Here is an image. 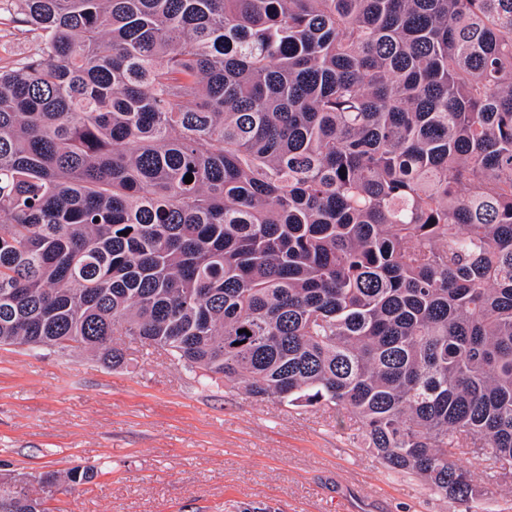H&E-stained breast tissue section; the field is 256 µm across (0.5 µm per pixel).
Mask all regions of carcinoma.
Returning a JSON list of instances; mask_svg holds the SVG:
<instances>
[{"label":"carcinoma","instance_id":"carcinoma-1","mask_svg":"<svg viewBox=\"0 0 512 512\" xmlns=\"http://www.w3.org/2000/svg\"><path fill=\"white\" fill-rule=\"evenodd\" d=\"M17 2L0 345L334 405L445 499L512 472V0Z\"/></svg>","mask_w":512,"mask_h":512}]
</instances>
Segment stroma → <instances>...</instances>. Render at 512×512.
<instances>
[{
	"instance_id": "1",
	"label": "stroma",
	"mask_w": 512,
	"mask_h": 512,
	"mask_svg": "<svg viewBox=\"0 0 512 512\" xmlns=\"http://www.w3.org/2000/svg\"><path fill=\"white\" fill-rule=\"evenodd\" d=\"M38 33L0 0V70ZM110 365L82 350L0 346V482L65 476L50 512H512V481L480 473L472 506L432 494L363 448L358 425L327 406L261 400L186 370L161 348L112 339Z\"/></svg>"
}]
</instances>
